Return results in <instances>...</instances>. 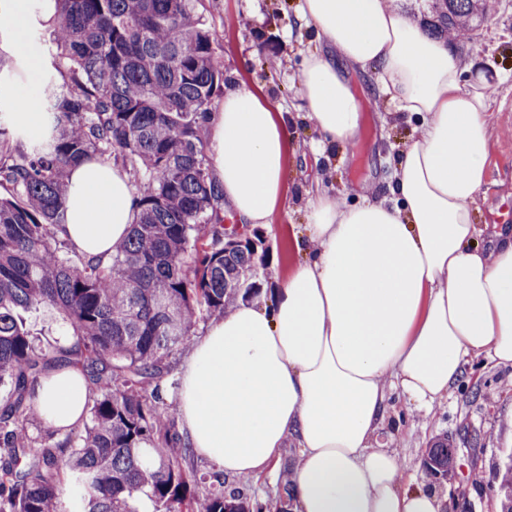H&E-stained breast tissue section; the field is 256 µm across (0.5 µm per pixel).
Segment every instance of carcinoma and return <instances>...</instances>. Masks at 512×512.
Here are the masks:
<instances>
[{
	"label": "carcinoma",
	"mask_w": 512,
	"mask_h": 512,
	"mask_svg": "<svg viewBox=\"0 0 512 512\" xmlns=\"http://www.w3.org/2000/svg\"><path fill=\"white\" fill-rule=\"evenodd\" d=\"M49 53L70 86L48 80L39 133L0 115V512H253L224 473L197 477L172 431L161 388L168 359L197 321L259 290L260 238L224 241L222 195L207 163L211 100L224 80L197 0H56ZM437 36L479 25L488 0H433ZM112 160L137 180L139 207L104 263H71L60 237L69 174L87 158ZM58 309L75 341L37 346L18 311ZM71 366L92 386L84 429L29 434L33 390ZM448 438L426 470L448 473ZM512 512V456L501 480Z\"/></svg>",
	"instance_id": "carcinoma-1"
}]
</instances>
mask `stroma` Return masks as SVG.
Segmentation results:
<instances>
[{
	"label": "stroma",
	"mask_w": 512,
	"mask_h": 512,
	"mask_svg": "<svg viewBox=\"0 0 512 512\" xmlns=\"http://www.w3.org/2000/svg\"><path fill=\"white\" fill-rule=\"evenodd\" d=\"M298 6L299 0H200L198 14L203 24L219 34L214 58L224 72L225 84L244 80L262 86L282 111H303L299 62L303 55L325 50L326 45L299 27ZM53 33V25H30L24 40L40 58V70L26 73L19 69L0 77V112L8 119L16 117L12 103L20 79L44 88L51 67L46 48ZM449 45L464 60H478L491 75L496 100L488 116L493 134L491 172L475 200V220L512 228V0H492L480 28L450 40ZM354 92L364 115L358 140L337 148L327 159L299 155L288 167L286 208L261 230L268 249L267 264L257 278L262 291H270L276 276L287 267L288 231L302 229L307 200L317 184L331 188L346 203L363 195L381 197L397 153L417 133L415 122L394 111L373 79L355 83ZM21 317L40 345L66 340L70 332L64 316L52 307L25 311ZM466 370L468 383L429 416H421L404 398L393 397L386 442L396 449L400 472L407 477L415 473L420 454L436 437L449 436L455 446L454 466L447 478L437 479V487L458 502V512H501L499 483L506 456L512 452V372L482 360L469 363ZM295 455V449H282L276 481L228 475L225 486L266 506L284 496Z\"/></svg>",
	"instance_id": "obj_1"
}]
</instances>
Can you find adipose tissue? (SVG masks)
Here are the masks:
<instances>
[{
	"label": "adipose tissue",
	"instance_id": "ef3b65f1",
	"mask_svg": "<svg viewBox=\"0 0 512 512\" xmlns=\"http://www.w3.org/2000/svg\"><path fill=\"white\" fill-rule=\"evenodd\" d=\"M298 21L328 45L299 76L313 154L362 129L351 70L374 74L419 132L382 198L347 204L316 189L292 242L299 262L194 341L175 395L182 434L225 474L258 480L297 448L294 512H442L435 485L401 479L384 429L392 396L427 416L470 361L512 370V231H483L473 210L490 172V81L395 0H301ZM208 129L225 210L250 229L272 224L299 149L287 113L241 80ZM64 207L77 251L107 261L138 199L127 171L91 160L72 169ZM87 398L67 367L37 384L34 404L62 436Z\"/></svg>",
	"mask_w": 512,
	"mask_h": 512
}]
</instances>
